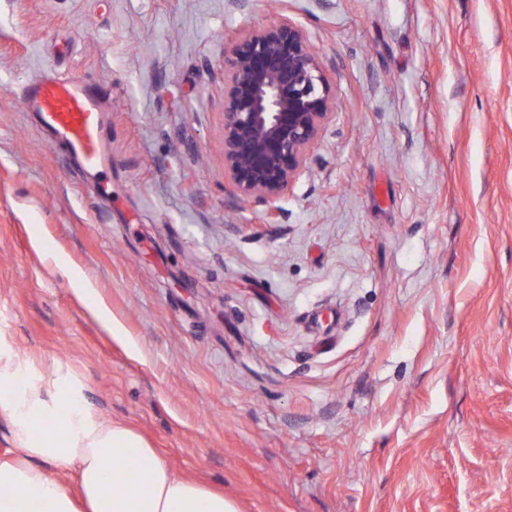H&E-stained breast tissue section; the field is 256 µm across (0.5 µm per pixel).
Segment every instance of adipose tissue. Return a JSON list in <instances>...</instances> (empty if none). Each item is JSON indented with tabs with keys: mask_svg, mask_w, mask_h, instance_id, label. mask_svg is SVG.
I'll use <instances>...</instances> for the list:
<instances>
[{
	"mask_svg": "<svg viewBox=\"0 0 512 512\" xmlns=\"http://www.w3.org/2000/svg\"><path fill=\"white\" fill-rule=\"evenodd\" d=\"M0 412L14 455L0 462V512H237L185 479L132 429L96 416L62 364L39 372L0 348Z\"/></svg>",
	"mask_w": 512,
	"mask_h": 512,
	"instance_id": "ef3b65f1",
	"label": "adipose tissue"
}]
</instances>
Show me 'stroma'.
Returning <instances> with one entry per match:
<instances>
[{
	"label": "stroma",
	"mask_w": 512,
	"mask_h": 512,
	"mask_svg": "<svg viewBox=\"0 0 512 512\" xmlns=\"http://www.w3.org/2000/svg\"><path fill=\"white\" fill-rule=\"evenodd\" d=\"M283 4L336 115L267 224L224 53ZM48 74L102 171L25 110ZM0 346L238 512H512V0H0ZM82 84L77 76H44L27 86L23 103L71 154L92 168L100 158L99 110Z\"/></svg>",
	"instance_id": "stroma-1"
}]
</instances>
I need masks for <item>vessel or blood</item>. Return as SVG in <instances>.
<instances>
[{"label": "vessel or blood", "instance_id": "obj_1", "mask_svg": "<svg viewBox=\"0 0 512 512\" xmlns=\"http://www.w3.org/2000/svg\"><path fill=\"white\" fill-rule=\"evenodd\" d=\"M23 103L38 113L45 127L87 167L100 158V122L97 104L79 77H42L25 90Z\"/></svg>", "mask_w": 512, "mask_h": 512}]
</instances>
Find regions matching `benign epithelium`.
Returning <instances> with one entry per match:
<instances>
[{"label":"benign epithelium","instance_id":"obj_1","mask_svg":"<svg viewBox=\"0 0 512 512\" xmlns=\"http://www.w3.org/2000/svg\"><path fill=\"white\" fill-rule=\"evenodd\" d=\"M336 112L320 56L287 14L230 40L224 54V169L233 192L269 204L286 195Z\"/></svg>","mask_w":512,"mask_h":512}]
</instances>
